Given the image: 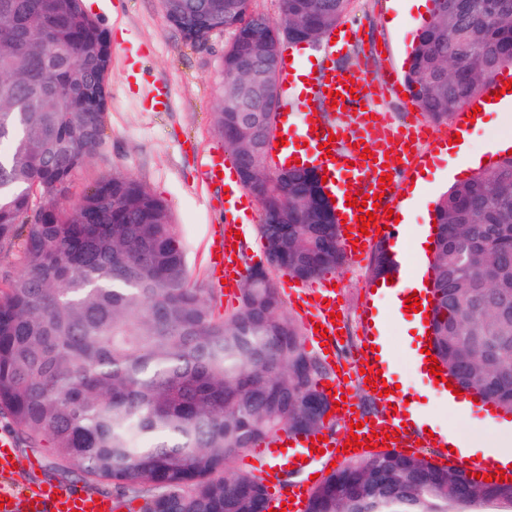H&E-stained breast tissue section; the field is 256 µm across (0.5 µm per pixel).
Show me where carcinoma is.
I'll use <instances>...</instances> for the list:
<instances>
[{
  "instance_id": "obj_1",
  "label": "carcinoma",
  "mask_w": 512,
  "mask_h": 512,
  "mask_svg": "<svg viewBox=\"0 0 512 512\" xmlns=\"http://www.w3.org/2000/svg\"><path fill=\"white\" fill-rule=\"evenodd\" d=\"M350 0H278L279 21L223 0H173L177 29L217 25L233 92L251 47L288 32L321 41ZM407 56L406 86L435 123L448 121L512 68V0H433ZM110 48L83 0H0V415L26 447L49 443L56 470L76 467L141 512H268L263 480L227 475L235 458L283 432L314 433L329 410L326 366L305 345L270 271L304 282L341 266L335 210L313 169L273 164L277 113L263 99L241 110L219 99L213 123L262 211L267 266L247 269L237 307L215 312L193 279L168 206L136 179L113 174L68 209L73 178L104 141ZM435 349L464 389L512 412V155L476 170L435 208ZM477 336H503L485 366ZM512 512V484L396 450L327 475L306 512Z\"/></svg>"
}]
</instances>
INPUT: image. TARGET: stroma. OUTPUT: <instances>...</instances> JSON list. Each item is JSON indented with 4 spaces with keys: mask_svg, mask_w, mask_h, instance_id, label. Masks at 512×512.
<instances>
[{
    "mask_svg": "<svg viewBox=\"0 0 512 512\" xmlns=\"http://www.w3.org/2000/svg\"><path fill=\"white\" fill-rule=\"evenodd\" d=\"M85 4L109 42L110 96L106 137L87 168L75 176L71 196L79 198L94 180L115 173L139 180L169 207L179 226L193 278L210 283L208 246L223 229L224 189L202 182L200 170L213 149L223 144L213 128L212 114L224 81V49L234 34L221 31L208 44L190 43L168 20L162 0H85ZM343 21L358 27L362 38L337 60V72L370 75L374 94L395 123L413 121L420 114L418 107L402 93L385 89L381 73L391 65L405 70L407 53L424 18L410 9L409 0H351ZM382 43L387 46L383 56L377 52ZM163 88L168 91L169 104L160 109L156 103ZM423 150L431 156L424 176L428 188L424 197L408 207L409 220L403 228L408 242L428 226L440 197L457 181L454 163L434 158L432 144H424ZM261 222L256 203L238 220L241 267L266 261L257 231ZM371 263L367 255L361 263L344 262L321 278L322 283L331 282L338 288L342 318L337 327L343 339L334 345V363L340 368L357 360L361 351L360 313L373 278ZM378 308L387 325L395 380L407 382L409 393L415 402L423 403L425 414L437 428L479 442L476 459L490 457L497 433L484 412L475 408L456 412L445 400H425L427 381L414 373L409 362L404 324L389 301L379 302ZM11 452L17 467L7 480L16 491L30 486L86 488L78 473L52 471L51 447L15 445Z\"/></svg>",
    "mask_w": 512,
    "mask_h": 512,
    "instance_id": "obj_1",
    "label": "stroma"
}]
</instances>
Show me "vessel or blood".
<instances>
[{"instance_id": "1", "label": "vessel or blood", "mask_w": 512, "mask_h": 512, "mask_svg": "<svg viewBox=\"0 0 512 512\" xmlns=\"http://www.w3.org/2000/svg\"><path fill=\"white\" fill-rule=\"evenodd\" d=\"M355 27L339 29L335 42L327 43L324 54L325 63L317 72L299 74L296 61L284 62L281 76L287 89L297 91L305 99L330 101L333 92H340L346 108L348 119L344 125H327L312 122L308 113H299L303 137L306 141L304 152L309 161L315 164L322 175L326 176V185L331 195L346 194L348 183L361 182L365 185L366 195H379L381 205L375 208V219L368 225L367 231H359L356 219L357 209H350L347 221L353 233L351 237L342 238L343 251L349 260H357L354 244L370 246L382 241L397 242L398 228L388 224L385 206H398V190L411 173L426 160L422 151L408 148L410 133L403 126L394 125L389 114L383 113L370 90L366 76L358 74L354 79L338 75L335 68L337 56L356 39ZM391 140L395 150L394 158H386L379 149L382 140ZM372 149V156H364V149ZM391 174L390 187H381L379 179L382 174ZM235 169L231 161L218 156L212 159L202 172V179L208 184L227 186L228 197L224 202L226 218L223 232L210 243L212 284L224 288L226 296H233L237 284L236 276L240 265L236 260L238 254L234 249L235 233L238 225L232 219L233 211L247 203L249 197L241 185L235 184ZM314 301L303 313V323L307 331L306 340L313 346H320L324 339L335 338L336 333L330 320L331 312L336 309V291L334 288L314 289ZM387 402L394 406L375 420L360 421L352 409L351 402L343 401L345 423L357 424L360 445L358 454H365L366 439L376 438L379 446L393 445L394 449L410 452L418 447L433 448L437 451L435 459L439 465H454L466 468L473 473H493L500 465L495 458L488 457L480 461L471 460L463 453L454 454L443 451L440 438L418 433L406 426L405 417L398 411L403 400L399 394H390ZM329 447L324 453L311 451V438L305 434L279 435L273 446L257 449L255 463L261 473L269 471L291 470L302 474L303 479L297 485L294 496L280 492H271L270 506L279 512L282 502L292 504L291 512H304L315 482L314 475L326 474L332 461L338 459L337 452L341 442L329 438ZM0 512H112L109 501H95L89 495H80L65 489H33L27 494H17L9 485L0 484Z\"/></svg>"}]
</instances>
